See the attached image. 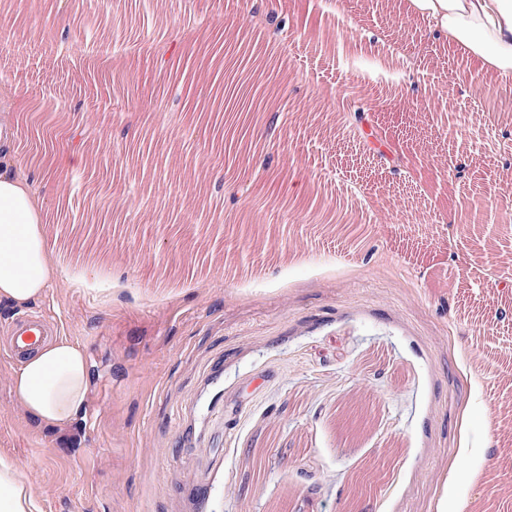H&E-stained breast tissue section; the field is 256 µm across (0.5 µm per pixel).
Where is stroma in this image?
<instances>
[{"label":"stroma","instance_id":"35a3bbf8","mask_svg":"<svg viewBox=\"0 0 512 512\" xmlns=\"http://www.w3.org/2000/svg\"><path fill=\"white\" fill-rule=\"evenodd\" d=\"M293 16L294 45L276 69L282 125L241 120L256 152L274 158L255 190L224 202L225 155L202 126L154 100L225 99L233 72L189 85L163 81L148 56L121 52L137 18L147 39L191 33L190 71L225 25L247 26L252 0H84L104 25L76 26L65 6L0 0V86L15 109L38 97L95 131L91 162L115 173L103 191L69 147L51 157L46 206L64 276L37 310L85 346L96 373L75 437L25 418L0 351V456L29 474L41 512H348L351 476L378 467L367 512H497L512 508V241L445 224L469 199L512 226V173L502 171V122L512 82L456 73L407 0H269ZM67 33L70 56L41 41ZM418 53L410 88L389 44ZM383 141L404 158L391 175L338 110L353 90ZM452 97L453 107L435 111ZM498 98L489 112L483 101ZM148 138L150 180L115 141ZM469 185H451L460 163ZM318 190L361 219L367 245L315 223L281 193ZM472 444L462 448L460 423ZM261 469L245 480L248 452Z\"/></svg>","mask_w":512,"mask_h":512}]
</instances>
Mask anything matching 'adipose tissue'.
Listing matches in <instances>:
<instances>
[{
	"label": "adipose tissue",
	"mask_w": 512,
	"mask_h": 512,
	"mask_svg": "<svg viewBox=\"0 0 512 512\" xmlns=\"http://www.w3.org/2000/svg\"><path fill=\"white\" fill-rule=\"evenodd\" d=\"M408 9L482 70L512 79V0H408ZM42 189V179L19 156L13 116L1 113L0 302L11 307L42 301L62 272ZM13 384L28 417L61 432L85 418L92 371L85 350L57 336L19 362ZM0 512H37L26 470L1 458Z\"/></svg>",
	"instance_id": "obj_1"
}]
</instances>
